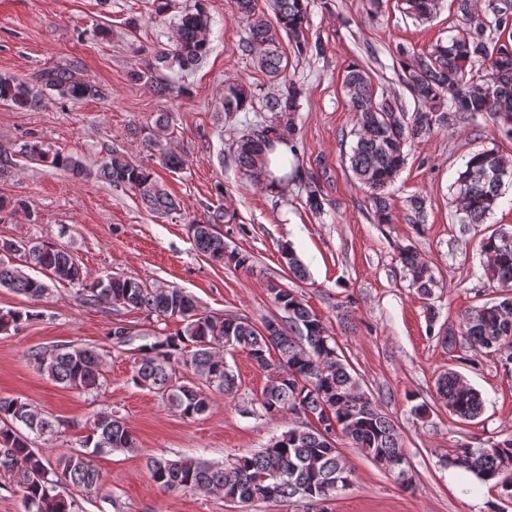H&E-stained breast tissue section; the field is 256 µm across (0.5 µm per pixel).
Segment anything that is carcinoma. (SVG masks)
<instances>
[{"mask_svg": "<svg viewBox=\"0 0 512 512\" xmlns=\"http://www.w3.org/2000/svg\"><path fill=\"white\" fill-rule=\"evenodd\" d=\"M461 21L457 34L437 44L426 54L398 48L401 80L418 107L405 106L376 97L372 77L364 67L352 63L343 81L354 112L355 142L344 161L353 177L367 187L378 223L392 222L388 189L406 161L405 146L424 139L436 129L478 117L502 121L503 133L512 138V40L502 35L512 31V0H485L479 9L473 0H453ZM405 12L423 20L433 15L437 0H403ZM235 13L246 22L248 36L242 51L254 56L257 67L284 86L276 96H262L244 83L224 86V112H270L269 122L242 133L233 142L232 157L244 178L260 182L271 179L282 186L294 180V172L276 176L268 169V154L276 145L287 146L298 158L295 114L300 109L303 87L287 74L288 55L281 36L297 56L324 53L321 42L308 36V0H272L275 21L257 11L255 0H232ZM211 17L204 0L178 15L175 36L155 55L158 66L134 69L132 79L144 83L156 96L173 91L170 80L157 71L174 67L193 70L208 54L207 32ZM71 102L103 98L104 92L81 75L80 61L73 59L45 68L30 79L0 75V103L18 109H35L47 97ZM156 132L145 139L146 160L134 161L111 149L97 167L81 156L54 151L36 136L21 143H0V177L17 167L15 158L46 165L79 177H95L110 186L137 195L142 205L159 215L180 211L179 203L156 179L153 165L171 173L183 169L185 160L167 148L164 139L173 136L168 113L154 121ZM512 178V157L493 149L469 154L454 183L456 202L463 224H484L493 211L504 178ZM306 205L324 210L319 186L305 185ZM226 213L218 207L193 219L189 232L197 252L211 261L245 270L250 257L230 249L216 225ZM483 277L502 288L493 302L475 307L461 321V336L471 346L494 353L512 364V234L494 231L478 242ZM289 274L308 280L303 262L291 247L282 248ZM400 261L411 274V284L423 295L435 283L432 267L411 248L400 251ZM82 286L84 302L106 303L114 309L140 310L158 322L172 320L178 328L157 336L130 334L112 325V345L121 347L139 339L141 357L132 382L157 394L184 419L207 414L214 396L236 391V376L224 353L245 352L259 369L269 374L259 396L252 400L250 414L264 417L296 413L314 416L318 424L292 425L272 437L259 450L230 455L223 462L197 456L174 459L150 457L146 466L150 479L163 491L203 489L216 491L224 500L246 508L257 502H290L294 499L321 504L352 482V472L337 446L342 436L352 447L384 467L404 490L415 485L412 469L398 425L363 388L325 323L311 309L304 295L270 281L267 291L279 317V331L264 334L262 327L246 318L200 311L185 290L163 282H147L119 274L89 280L74 255L45 240H0V288H7L39 305L50 294V284ZM40 316L37 311L0 310V332L19 330ZM36 370L65 389L92 393L101 386L103 355L94 348L65 347L31 355ZM191 370L196 381H177L180 367ZM436 394L448 413L462 423L478 419L484 410L479 390L455 370L436 378ZM63 426L30 404L0 397V471L21 492L22 512H78L75 499L57 491L71 485L89 496L101 485L95 458L116 450L135 452L136 438L122 418L100 411L94 415L79 447L51 458L32 446L30 435L53 437ZM448 465L462 469L483 484L489 482L512 497V438L487 447L462 444L453 449Z\"/></svg>", "mask_w": 512, "mask_h": 512, "instance_id": "obj_1", "label": "carcinoma"}]
</instances>
